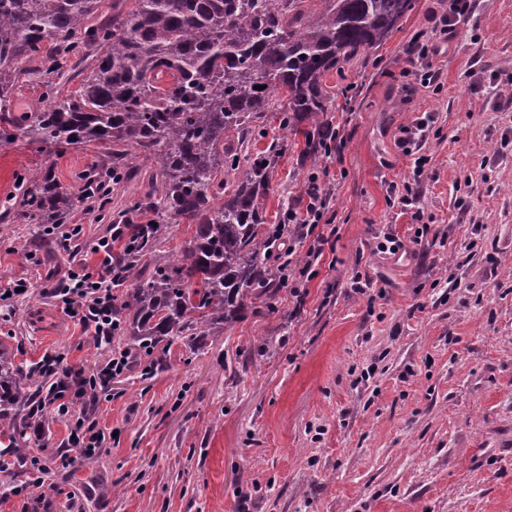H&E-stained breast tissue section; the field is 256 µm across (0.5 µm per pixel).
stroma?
<instances>
[{"label":"stroma","instance_id":"35a3bbf8","mask_svg":"<svg viewBox=\"0 0 512 512\" xmlns=\"http://www.w3.org/2000/svg\"><path fill=\"white\" fill-rule=\"evenodd\" d=\"M447 3L413 0L380 47L329 75L339 131L329 156L314 164L295 147L274 168L267 223L303 212L309 181L333 191V220L316 229L331 247L311 275L300 273L306 239L272 307H249L197 353L172 345L151 375L133 362L98 388L105 441L93 456L73 457L67 441L82 401L48 414L40 438L0 454L46 469L19 495L18 478L0 479V512H512V109L499 101L512 90V0H476L431 60L442 91L409 92V47ZM24 69L16 113L41 111L46 87L73 94L86 74L74 63L50 74L37 60ZM425 112L437 119L421 149L417 221L389 190L412 177L399 127ZM111 168L99 143L61 155L3 146L0 204L34 170L70 188ZM69 221L84 227L79 253L38 266L24 258L38 238L21 207L0 214L10 227L0 280L29 286L0 338L25 369L50 354L89 371L122 350L94 344L47 293L50 272L99 261L91 248L105 224L83 203ZM387 231L406 256L378 249Z\"/></svg>","mask_w":512,"mask_h":512}]
</instances>
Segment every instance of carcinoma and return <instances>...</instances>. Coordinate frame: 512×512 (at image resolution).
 I'll return each mask as SVG.
<instances>
[{
	"label": "carcinoma",
	"instance_id": "carcinoma-1",
	"mask_svg": "<svg viewBox=\"0 0 512 512\" xmlns=\"http://www.w3.org/2000/svg\"><path fill=\"white\" fill-rule=\"evenodd\" d=\"M131 0L112 19L89 23L98 0H0V145L25 140L56 149L89 142L112 148V180H131L126 158L152 165L146 190L119 210L104 209L103 184L69 194L49 172L29 174L22 198L32 224H63L78 202L101 198L112 225V336L138 360L163 342L189 351L271 306L288 264H269L288 225L264 226L262 201L288 141L248 154L258 122L280 103L281 129L301 134L300 156L331 151L326 89L331 72L384 43L412 0ZM55 42L42 55V43ZM92 68L76 94L50 98L41 112L17 116L10 99L21 64L43 56L83 58ZM234 172L226 193L221 174ZM194 231L176 253L159 255L172 225ZM34 369L14 363L0 339V440L27 443L28 411L44 387Z\"/></svg>",
	"mask_w": 512,
	"mask_h": 512
}]
</instances>
